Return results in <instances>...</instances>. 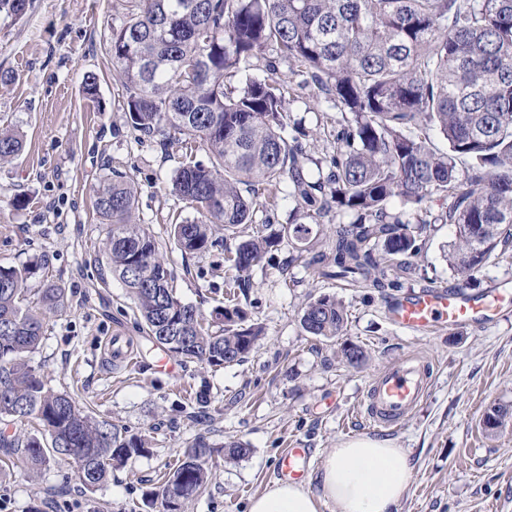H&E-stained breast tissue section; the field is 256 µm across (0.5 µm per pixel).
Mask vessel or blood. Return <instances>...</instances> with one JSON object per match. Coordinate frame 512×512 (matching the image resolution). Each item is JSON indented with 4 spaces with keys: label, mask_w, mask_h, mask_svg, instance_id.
<instances>
[{
    "label": "vessel or blood",
    "mask_w": 512,
    "mask_h": 512,
    "mask_svg": "<svg viewBox=\"0 0 512 512\" xmlns=\"http://www.w3.org/2000/svg\"><path fill=\"white\" fill-rule=\"evenodd\" d=\"M512 291L494 287L469 296L447 287L422 288L393 299L387 314L394 326L406 332L425 333L463 325L489 324L502 311ZM429 381L428 368L408 356L376 375L367 386L359 405L370 425L398 424L422 401ZM307 449L293 447L280 456L277 476L282 480H306L310 469Z\"/></svg>",
    "instance_id": "obj_1"
}]
</instances>
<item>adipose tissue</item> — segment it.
Listing matches in <instances>:
<instances>
[{
  "instance_id": "ef3b65f1",
  "label": "adipose tissue",
  "mask_w": 512,
  "mask_h": 512,
  "mask_svg": "<svg viewBox=\"0 0 512 512\" xmlns=\"http://www.w3.org/2000/svg\"><path fill=\"white\" fill-rule=\"evenodd\" d=\"M412 476L404 449L385 440L355 439L326 454L318 490L280 481L253 498L248 512H319L324 502L333 503L335 512H392Z\"/></svg>"
}]
</instances>
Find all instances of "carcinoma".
I'll use <instances>...</instances> for the list:
<instances>
[{"instance_id": "cac0c4a2", "label": "carcinoma", "mask_w": 512, "mask_h": 512, "mask_svg": "<svg viewBox=\"0 0 512 512\" xmlns=\"http://www.w3.org/2000/svg\"><path fill=\"white\" fill-rule=\"evenodd\" d=\"M31 7L32 0H0V17L16 22ZM112 10L103 48L129 125L148 136H195L208 152V163L189 161L171 178V191L200 214L174 225L180 250L219 245L213 224L224 225L228 241L243 225L270 223L267 214L257 219L253 198L284 194L310 220L284 228L301 252H312V225L334 213L352 216L307 262L314 276L346 288L383 292L417 276L422 245L411 225L429 224L427 204L436 198L450 200L434 222L455 228L445 258L456 274L470 278L512 255V0H116ZM268 53L340 111L336 151L314 181L304 173L311 158L299 137L288 138L292 81L246 77ZM433 130L445 148L433 144ZM22 150L19 132L0 130V164ZM137 194L132 181L109 179L94 208L111 224L109 270L146 334L186 362L245 361L262 328L247 323L233 298L210 322L177 298L157 241L132 221ZM393 199L402 209L389 210ZM280 243L268 235L224 247L232 287L250 281L262 255ZM30 274L0 266V448L36 474L52 462L71 464L92 493L112 468L149 452V442L53 390L27 362L43 338L42 314L28 302ZM68 302L64 288L38 291L46 312ZM346 324L342 302L330 295L310 299L300 315L306 333L325 339L343 335ZM341 358L356 367L365 354L344 344ZM511 418L493 405L483 425L494 431ZM16 424L34 433L8 434ZM213 454L195 440L147 505L181 512L207 484Z\"/></svg>"}]
</instances>
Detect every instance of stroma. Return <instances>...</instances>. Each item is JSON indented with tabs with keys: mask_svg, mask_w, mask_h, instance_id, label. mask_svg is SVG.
<instances>
[{
	"mask_svg": "<svg viewBox=\"0 0 512 512\" xmlns=\"http://www.w3.org/2000/svg\"><path fill=\"white\" fill-rule=\"evenodd\" d=\"M112 3L34 0L21 21H0V70L17 76L0 84V128H17L25 137L22 154L0 166V265L47 264L29 288L38 290L49 278L70 295L69 306L47 318L31 365L97 416L148 437L150 452L114 469L93 493L80 488L69 464L53 463L32 476L16 463L0 476V512H150L146 492L200 436L217 451L212 477L187 512H248L250 499L274 485L278 457L291 446L309 449L308 482L318 487L327 452L365 437L405 449L414 463L393 512H512V422L492 435L482 428L489 406L512 410V308L489 326L424 334L404 333L386 313L391 299L420 288L512 289V258L462 283L445 259L448 225L422 233L419 277L383 293L315 278L293 260L290 245L272 248L239 295L251 322L265 330L248 358L227 367L181 362L177 373L166 370V351L149 340L125 288L110 276L103 248L109 227L93 207L100 182L115 171L134 181L135 219L157 240L182 302L210 312L223 302L233 272L223 247L189 254L169 238L171 222L197 217L171 193L170 179L182 163L206 154L188 136L163 142L127 123L103 49ZM90 73L99 79L95 102L82 94ZM339 117L311 86L297 90L290 105L291 122L306 128L303 144L316 157L332 152ZM323 294L336 295L347 309L343 338H316L300 325L302 308ZM111 336L140 359L111 358ZM345 341L365 350L363 366L341 362ZM411 353L433 370L423 401L398 425L369 426L356 408L366 385ZM232 441L247 447L245 457L220 453Z\"/></svg>",
	"mask_w": 512,
	"mask_h": 512,
	"instance_id": "obj_1",
	"label": "stroma"
}]
</instances>
